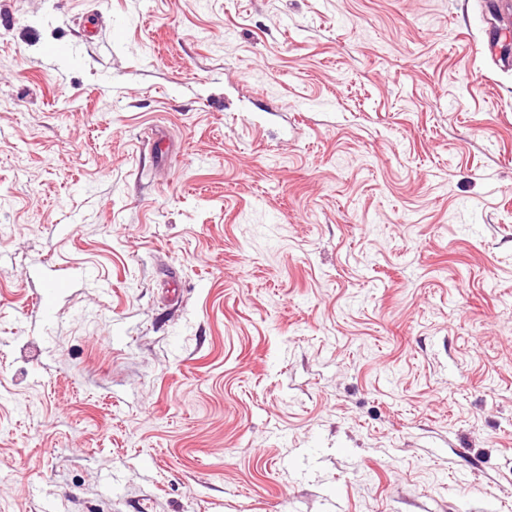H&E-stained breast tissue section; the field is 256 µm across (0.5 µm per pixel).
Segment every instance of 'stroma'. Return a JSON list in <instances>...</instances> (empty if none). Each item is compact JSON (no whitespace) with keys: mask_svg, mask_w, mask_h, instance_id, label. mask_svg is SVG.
<instances>
[{"mask_svg":"<svg viewBox=\"0 0 512 512\" xmlns=\"http://www.w3.org/2000/svg\"><path fill=\"white\" fill-rule=\"evenodd\" d=\"M512 0H0V512H512Z\"/></svg>","mask_w":512,"mask_h":512,"instance_id":"obj_1","label":"stroma"}]
</instances>
